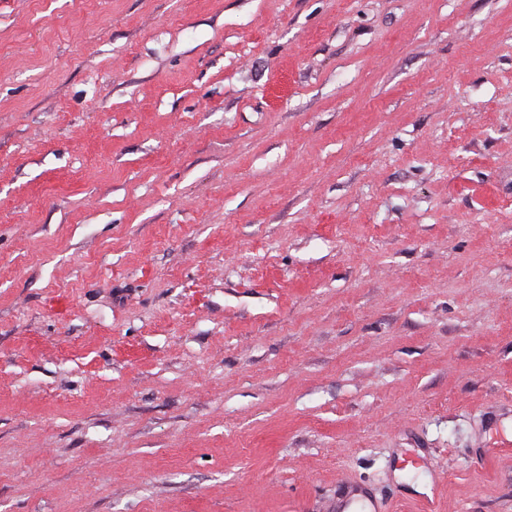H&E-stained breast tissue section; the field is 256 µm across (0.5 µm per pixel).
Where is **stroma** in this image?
I'll return each mask as SVG.
<instances>
[{"instance_id": "stroma-1", "label": "stroma", "mask_w": 512, "mask_h": 512, "mask_svg": "<svg viewBox=\"0 0 512 512\" xmlns=\"http://www.w3.org/2000/svg\"><path fill=\"white\" fill-rule=\"evenodd\" d=\"M346 482L512 512V0H0V512Z\"/></svg>"}]
</instances>
